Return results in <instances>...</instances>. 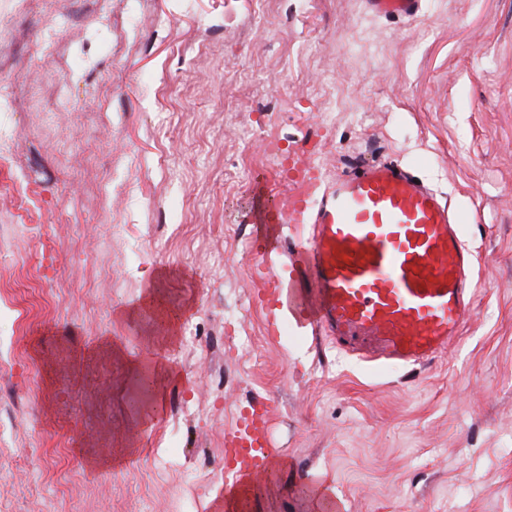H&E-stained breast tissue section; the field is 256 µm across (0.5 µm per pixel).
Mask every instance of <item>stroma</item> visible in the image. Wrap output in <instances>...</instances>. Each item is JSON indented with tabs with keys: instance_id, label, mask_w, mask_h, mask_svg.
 <instances>
[{
	"instance_id": "35a3bbf8",
	"label": "stroma",
	"mask_w": 512,
	"mask_h": 512,
	"mask_svg": "<svg viewBox=\"0 0 512 512\" xmlns=\"http://www.w3.org/2000/svg\"><path fill=\"white\" fill-rule=\"evenodd\" d=\"M5 83L0 239L28 232L0 267V512H220L224 430L257 396L288 466L252 512H311L314 477L343 512H512V0H423L412 19L112 0L108 22L97 0H0ZM260 128L307 144L327 182L398 162L467 215L471 309L434 363L373 367L269 320L241 247L254 176L278 178ZM37 280L65 283L62 311L12 305ZM152 288L195 350L120 316ZM139 359L181 376L141 409ZM53 437L73 463L59 483Z\"/></svg>"
}]
</instances>
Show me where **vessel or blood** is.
Segmentation results:
<instances>
[{
	"mask_svg": "<svg viewBox=\"0 0 512 512\" xmlns=\"http://www.w3.org/2000/svg\"><path fill=\"white\" fill-rule=\"evenodd\" d=\"M422 0H365L385 17L412 18ZM287 196L255 180L250 221L257 253L284 243L289 224H308L284 272H263L269 315L289 312L365 359L433 363L469 311L472 255L444 198L404 166L377 163L326 184L319 164L297 149ZM265 401L224 432V512H247L251 494L277 469Z\"/></svg>",
	"mask_w": 512,
	"mask_h": 512,
	"instance_id": "vessel-or-blood-1",
	"label": "vessel or blood"
}]
</instances>
